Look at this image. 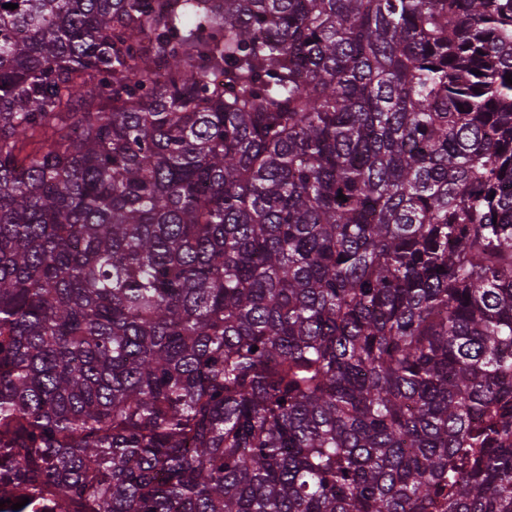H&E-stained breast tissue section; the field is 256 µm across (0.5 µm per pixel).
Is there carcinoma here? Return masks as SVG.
<instances>
[{"label": "carcinoma", "instance_id": "obj_1", "mask_svg": "<svg viewBox=\"0 0 512 512\" xmlns=\"http://www.w3.org/2000/svg\"><path fill=\"white\" fill-rule=\"evenodd\" d=\"M507 73L512 0H0V512H512Z\"/></svg>", "mask_w": 512, "mask_h": 512}]
</instances>
